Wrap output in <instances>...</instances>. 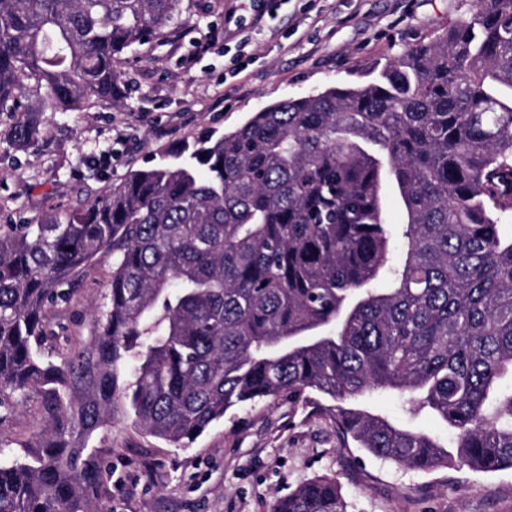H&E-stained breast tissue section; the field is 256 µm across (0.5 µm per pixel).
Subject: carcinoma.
I'll return each mask as SVG.
<instances>
[{"label": "carcinoma", "instance_id": "carcinoma-1", "mask_svg": "<svg viewBox=\"0 0 512 512\" xmlns=\"http://www.w3.org/2000/svg\"><path fill=\"white\" fill-rule=\"evenodd\" d=\"M179 4L0 0V140L25 148L43 112L118 103L123 56L164 39ZM510 225L512 0H475L365 82L166 149L93 203L1 224L0 411L35 398L46 426L27 454L0 446V512H97L88 444L120 410L182 448L232 409L307 391L375 458L512 469ZM104 255L94 338L45 357L51 308ZM377 391L451 437L360 403ZM270 512L348 502L325 475Z\"/></svg>", "mask_w": 512, "mask_h": 512}]
</instances>
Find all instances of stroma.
<instances>
[{"mask_svg":"<svg viewBox=\"0 0 512 512\" xmlns=\"http://www.w3.org/2000/svg\"><path fill=\"white\" fill-rule=\"evenodd\" d=\"M471 0H182L189 21L121 64L117 107L44 113L23 151L0 142V224H34L58 208L93 201L159 150L208 129L229 130L253 112L342 83L464 18ZM108 152L112 165L94 157ZM112 277L101 257L68 302L49 313V355L94 336L92 308ZM392 422L447 436L434 417L411 416L395 394L366 401ZM44 426L37 401L0 422V442L30 441ZM112 471L99 489L106 512H269L276 496L307 479L336 477L351 512H512V470L416 472L344 444L327 401L306 392L228 411L183 448L119 416L92 441Z\"/></svg>","mask_w":512,"mask_h":512,"instance_id":"35a3bbf8","label":"stroma"}]
</instances>
